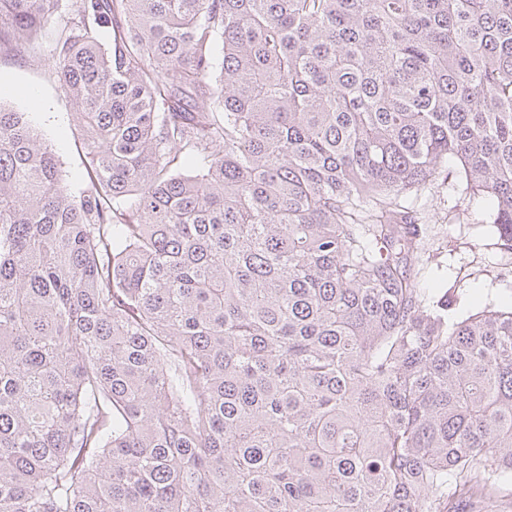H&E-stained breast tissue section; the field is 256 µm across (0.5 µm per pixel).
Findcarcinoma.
Masks as SVG:
<instances>
[{"label":"carcinoma","mask_w":512,"mask_h":512,"mask_svg":"<svg viewBox=\"0 0 512 512\" xmlns=\"http://www.w3.org/2000/svg\"><path fill=\"white\" fill-rule=\"evenodd\" d=\"M0 512H450L512 479V304L416 288L447 168L512 246V0H0ZM52 43L46 39L39 57L20 60L16 57L0 56V85L9 84L22 89L36 90L47 102L49 112H42L38 99L33 120L49 144L59 156L61 170L70 192L79 196L88 188L82 131L77 114L70 102L59 92L57 83L49 70L51 65Z\"/></svg>","instance_id":"obj_1"}]
</instances>
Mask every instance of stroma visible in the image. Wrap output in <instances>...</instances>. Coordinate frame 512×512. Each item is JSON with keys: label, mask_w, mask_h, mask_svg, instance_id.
I'll return each mask as SVG.
<instances>
[{"label": "stroma", "mask_w": 512, "mask_h": 512, "mask_svg": "<svg viewBox=\"0 0 512 512\" xmlns=\"http://www.w3.org/2000/svg\"><path fill=\"white\" fill-rule=\"evenodd\" d=\"M51 54L47 41L35 58L0 56V84L17 89L16 94L0 97V104L26 110L23 93L28 89L46 100L48 112L35 113L33 120L57 153L68 188L77 196L89 185L82 131L75 109L50 74ZM416 206L425 221L413 275L423 293L434 301L452 299L455 310L465 313L512 299L505 286L512 279V249L504 246L494 225L479 223L477 207L451 176L440 174Z\"/></svg>", "instance_id": "obj_1"}]
</instances>
